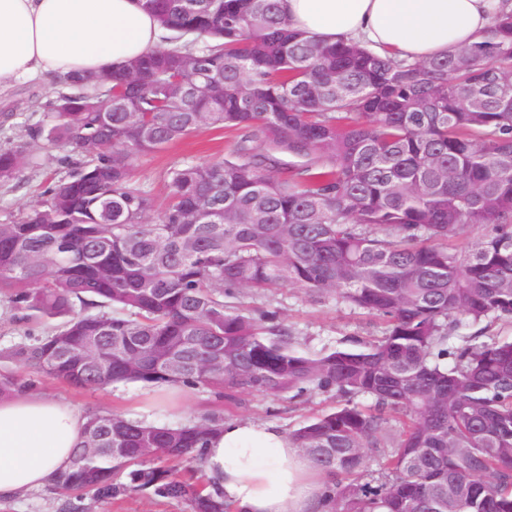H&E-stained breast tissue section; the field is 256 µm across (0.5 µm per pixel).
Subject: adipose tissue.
I'll list each match as a JSON object with an SVG mask.
<instances>
[{
    "instance_id": "ef3b65f1",
    "label": "adipose tissue",
    "mask_w": 512,
    "mask_h": 512,
    "mask_svg": "<svg viewBox=\"0 0 512 512\" xmlns=\"http://www.w3.org/2000/svg\"><path fill=\"white\" fill-rule=\"evenodd\" d=\"M292 28L326 44L367 43L411 60L479 40L501 0H280ZM140 0H0V97L18 84L102 72L160 43ZM86 423L76 407L37 393L0 398V500L46 487ZM203 470L235 512H315L324 477L277 426L225 423Z\"/></svg>"
}]
</instances>
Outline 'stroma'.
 <instances>
[{
  "label": "stroma",
  "instance_id": "obj_1",
  "mask_svg": "<svg viewBox=\"0 0 512 512\" xmlns=\"http://www.w3.org/2000/svg\"><path fill=\"white\" fill-rule=\"evenodd\" d=\"M57 87L47 82L40 85H18L11 95L7 122H0V144L26 139L27 129L42 118L28 108L29 97L52 101ZM235 143L233 132L205 129L192 137L173 143L166 149L138 158L133 170L134 180L151 190L156 200H164L168 189L160 177L166 163L174 158L203 161L223 157ZM64 177L66 170L57 163L41 169H28L17 185L0 186V223H6L25 211L36 200L47 174ZM237 305L251 310L275 309L284 323L292 328L304 351L317 354L336 347L351 338L381 335L384 324L366 311L350 306L336 297L317 298L304 290L286 286L269 295L243 291ZM22 377L34 379L38 392L73 403L83 410L108 409L154 424L176 425L193 419L204 411L223 413L228 420H252L272 423L283 430L297 427L309 416L333 408V394L314 390L289 399L273 394H239L233 403H225L209 389L200 387L177 398H160L158 390L138 384L114 385L100 390H77L58 381L25 369ZM88 512H189L185 502L131 492L105 502H92Z\"/></svg>",
  "mask_w": 512,
  "mask_h": 512
}]
</instances>
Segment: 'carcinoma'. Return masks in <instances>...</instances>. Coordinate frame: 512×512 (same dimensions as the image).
<instances>
[{
    "label": "carcinoma",
    "instance_id": "obj_1",
    "mask_svg": "<svg viewBox=\"0 0 512 512\" xmlns=\"http://www.w3.org/2000/svg\"><path fill=\"white\" fill-rule=\"evenodd\" d=\"M142 5L165 35L112 71V111H100L95 74H63L29 141L0 145L3 185L40 166L36 149L67 151L68 169L0 223V296L22 320H55L0 357L79 389L331 392L336 407L288 432L327 474L324 512H512V339L487 335L512 319V10L481 40L410 61L323 44L292 29L278 0ZM188 58L223 96L174 95ZM204 127L239 140L219 160L172 162L168 202L149 221L155 197L133 180L136 160ZM285 286L334 294L385 330L309 354L278 311L224 302ZM33 390L0 373V397ZM87 417L72 451L81 466L48 486L61 512H81L84 493L128 491L232 512L202 468L224 415Z\"/></svg>",
    "mask_w": 512,
    "mask_h": 512
}]
</instances>
